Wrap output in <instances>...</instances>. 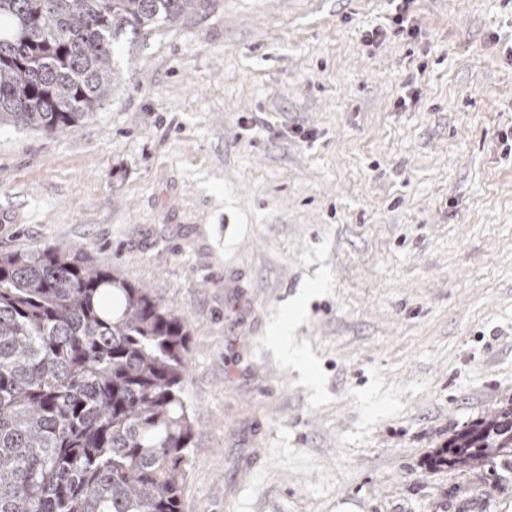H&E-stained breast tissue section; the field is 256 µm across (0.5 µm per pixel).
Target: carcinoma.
Instances as JSON below:
<instances>
[{
    "instance_id": "obj_1",
    "label": "carcinoma",
    "mask_w": 512,
    "mask_h": 512,
    "mask_svg": "<svg viewBox=\"0 0 512 512\" xmlns=\"http://www.w3.org/2000/svg\"><path fill=\"white\" fill-rule=\"evenodd\" d=\"M193 0H0V126L69 133ZM191 329L70 245L0 251V512H184ZM512 465V399L430 457Z\"/></svg>"
}]
</instances>
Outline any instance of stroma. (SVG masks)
Wrapping results in <instances>:
<instances>
[{
  "mask_svg": "<svg viewBox=\"0 0 512 512\" xmlns=\"http://www.w3.org/2000/svg\"><path fill=\"white\" fill-rule=\"evenodd\" d=\"M395 8L198 0L74 131L0 128V251L191 326L184 512H512V467L427 466L512 399V0ZM297 298L315 388L267 340Z\"/></svg>",
  "mask_w": 512,
  "mask_h": 512,
  "instance_id": "obj_1",
  "label": "stroma"
}]
</instances>
